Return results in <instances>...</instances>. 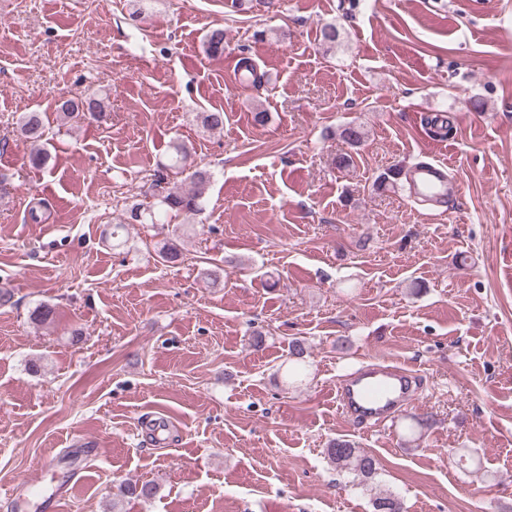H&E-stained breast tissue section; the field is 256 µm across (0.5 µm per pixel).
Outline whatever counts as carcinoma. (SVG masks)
Returning a JSON list of instances; mask_svg holds the SVG:
<instances>
[{"label": "carcinoma", "instance_id": "1", "mask_svg": "<svg viewBox=\"0 0 512 512\" xmlns=\"http://www.w3.org/2000/svg\"><path fill=\"white\" fill-rule=\"evenodd\" d=\"M206 52L213 56L224 54V28L211 29L205 39ZM238 71L240 79L247 85L260 86L266 81V73L260 71L253 60L248 56L239 58ZM56 111L62 114L63 119L93 120L100 122L105 117L101 112V103L94 97L62 99L56 104ZM21 135L30 142L29 161L35 167L47 164L49 155L41 147L45 136V125L38 112H26L18 119ZM341 137L350 145L357 147L364 142L365 132L357 124L349 123L341 130ZM170 155L168 164L162 166L163 172L156 175L153 180L152 201L146 204L135 203L126 210V218L121 224L112 227V238L122 241L120 232L128 224H157L162 216L179 215L194 216L204 208V194L210 183L211 173L204 168L194 170L190 175V187L183 188L167 181L164 172L172 169H181L191 156L190 149L182 141H176L169 146ZM305 348L303 343L295 339L290 345L291 365L288 366V380L298 381L304 374L305 364L303 357ZM329 462L337 470L350 473L360 479L363 485L368 484L377 476L378 461L374 456L358 449L353 443L344 439H334L326 448ZM158 492L156 484L143 482L141 484H128L122 490L125 496L136 497L149 501ZM374 512H405L401 500L391 493H377L372 497Z\"/></svg>", "mask_w": 512, "mask_h": 512}]
</instances>
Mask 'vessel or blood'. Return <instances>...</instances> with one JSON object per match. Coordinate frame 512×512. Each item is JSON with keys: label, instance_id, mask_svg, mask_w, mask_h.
<instances>
[{"label": "vessel or blood", "instance_id": "1", "mask_svg": "<svg viewBox=\"0 0 512 512\" xmlns=\"http://www.w3.org/2000/svg\"><path fill=\"white\" fill-rule=\"evenodd\" d=\"M407 185L411 197L436 211L457 191L447 164L440 160L414 165ZM420 381V374L404 366L371 361L342 377L336 401L353 423L363 428L378 426L412 402Z\"/></svg>", "mask_w": 512, "mask_h": 512}]
</instances>
